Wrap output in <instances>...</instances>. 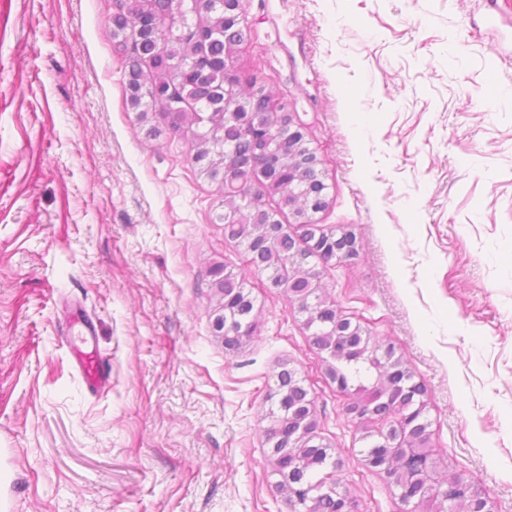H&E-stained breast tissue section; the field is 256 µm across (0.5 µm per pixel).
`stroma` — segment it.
Returning <instances> with one entry per match:
<instances>
[{
  "mask_svg": "<svg viewBox=\"0 0 512 512\" xmlns=\"http://www.w3.org/2000/svg\"><path fill=\"white\" fill-rule=\"evenodd\" d=\"M115 0H0V475L12 512H292L266 444L281 367L357 512H410L367 468L305 316L224 236V194L179 132L125 105ZM237 67L300 119L316 219L356 235L321 268L343 317L427 391L433 444L512 512V0H242ZM244 275L233 355L210 275ZM89 316L110 383L68 352Z\"/></svg>",
  "mask_w": 512,
  "mask_h": 512,
  "instance_id": "1",
  "label": "stroma"
}]
</instances>
